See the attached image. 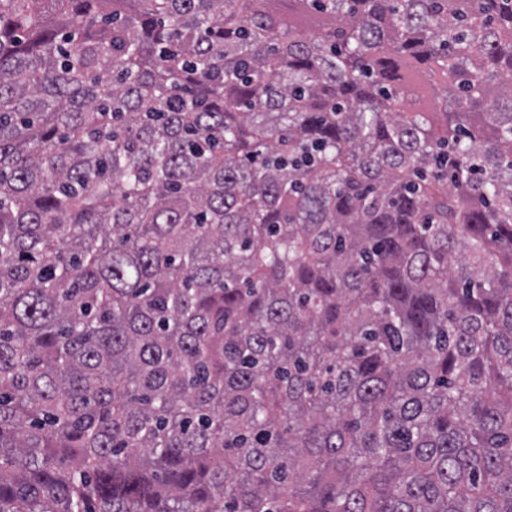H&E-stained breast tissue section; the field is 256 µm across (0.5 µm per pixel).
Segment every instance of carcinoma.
I'll return each mask as SVG.
<instances>
[{
	"label": "carcinoma",
	"mask_w": 512,
	"mask_h": 512,
	"mask_svg": "<svg viewBox=\"0 0 512 512\" xmlns=\"http://www.w3.org/2000/svg\"><path fill=\"white\" fill-rule=\"evenodd\" d=\"M0 512H512V0H0Z\"/></svg>",
	"instance_id": "obj_1"
}]
</instances>
